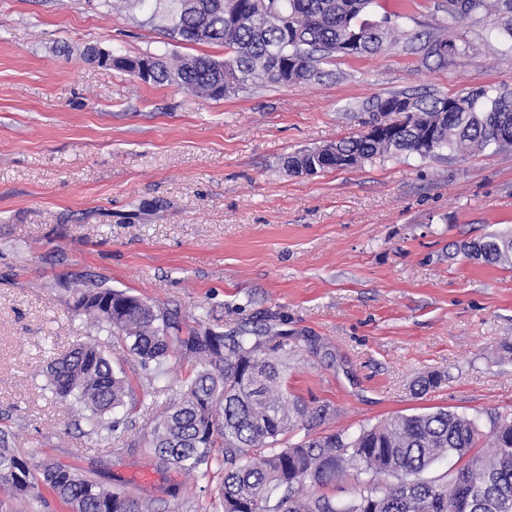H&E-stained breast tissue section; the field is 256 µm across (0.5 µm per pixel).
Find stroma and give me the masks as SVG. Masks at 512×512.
<instances>
[{
  "mask_svg": "<svg viewBox=\"0 0 512 512\" xmlns=\"http://www.w3.org/2000/svg\"><path fill=\"white\" fill-rule=\"evenodd\" d=\"M378 3L398 16L393 48L325 60L320 82L213 100L85 59L90 46L223 58L169 40L148 21L153 0H0V429L16 455L76 467L148 512H204L223 469L199 480L150 450L196 366L179 347L193 330L297 337L289 395L336 411L319 436L430 408L485 431L512 409V268L456 252L512 228V151L375 155L314 175L283 165L363 132L377 96L512 90V53L489 21L458 23L468 50L439 68L419 37L438 32L444 0ZM97 287L169 320L161 374L73 314L76 290ZM80 343L132 385L136 408L115 410L108 435L47 388L48 364ZM430 373L440 384L419 391Z\"/></svg>",
  "mask_w": 512,
  "mask_h": 512,
  "instance_id": "35a3bbf8",
  "label": "stroma"
}]
</instances>
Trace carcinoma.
<instances>
[{"instance_id": "obj_1", "label": "carcinoma", "mask_w": 512, "mask_h": 512, "mask_svg": "<svg viewBox=\"0 0 512 512\" xmlns=\"http://www.w3.org/2000/svg\"><path fill=\"white\" fill-rule=\"evenodd\" d=\"M376 0H155L151 18H160L169 39L224 46V59L192 56L170 62L146 53L115 56L110 67L133 72L150 64L149 82L176 84L222 99L255 83L288 86L327 76L319 62L332 57L375 54L397 42L398 27L385 15L365 16ZM491 19L512 52V0H448L443 29L476 14ZM427 46L458 54L465 48L447 34L431 35ZM448 108H443V101ZM372 123L385 125L402 114L405 125L395 139L369 135L343 137L284 158L288 171L313 175L344 169L373 155L403 153L429 158L443 149L503 151L512 142V91L483 87L452 96H378L370 104ZM480 260L512 267V233L481 239ZM75 313L130 341L141 369L160 373L169 356L162 316L138 297L111 288L77 293ZM288 337L272 345L246 336L206 330L181 341L186 355L207 366L188 378L179 400L156 424L151 451L163 467L202 478L213 460L215 436L224 439V480L215 512H512V415L490 418L491 453H474L481 438L476 421L444 408L395 415L363 428L304 438L288 448L284 437L321 425L330 407L310 408L288 397L285 363ZM53 394L86 412L92 432H111L108 416L126 406L132 389L104 350L77 345L46 369ZM461 466L446 478L425 479L441 457ZM354 470L370 475L355 497L338 504L322 489ZM389 481L380 483L379 477ZM0 478L20 495L41 498L52 492L72 512H141L123 489L110 493L69 466L40 467L19 458L10 437L0 431Z\"/></svg>"}]
</instances>
